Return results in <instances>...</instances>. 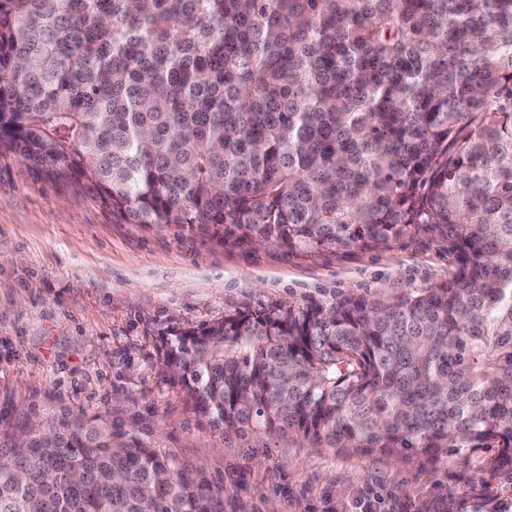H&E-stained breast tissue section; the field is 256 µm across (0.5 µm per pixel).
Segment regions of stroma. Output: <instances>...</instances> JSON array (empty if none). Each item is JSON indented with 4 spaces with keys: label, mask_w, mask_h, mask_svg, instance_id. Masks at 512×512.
<instances>
[{
    "label": "stroma",
    "mask_w": 512,
    "mask_h": 512,
    "mask_svg": "<svg viewBox=\"0 0 512 512\" xmlns=\"http://www.w3.org/2000/svg\"><path fill=\"white\" fill-rule=\"evenodd\" d=\"M447 240L291 251L254 238L116 221L85 183L0 147V429L72 412L170 450L212 512H499L512 475L490 453L410 462L288 433L215 429L164 362L176 326L244 311L391 296L448 279Z\"/></svg>",
    "instance_id": "1"
}]
</instances>
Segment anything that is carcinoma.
I'll return each instance as SVG.
<instances>
[{
	"mask_svg": "<svg viewBox=\"0 0 512 512\" xmlns=\"http://www.w3.org/2000/svg\"><path fill=\"white\" fill-rule=\"evenodd\" d=\"M0 143L125 224L448 239L446 281L228 315L165 365L217 428L512 472V0H0ZM0 459V512H209L99 417Z\"/></svg>",
	"mask_w": 512,
	"mask_h": 512,
	"instance_id": "1",
	"label": "carcinoma"
}]
</instances>
